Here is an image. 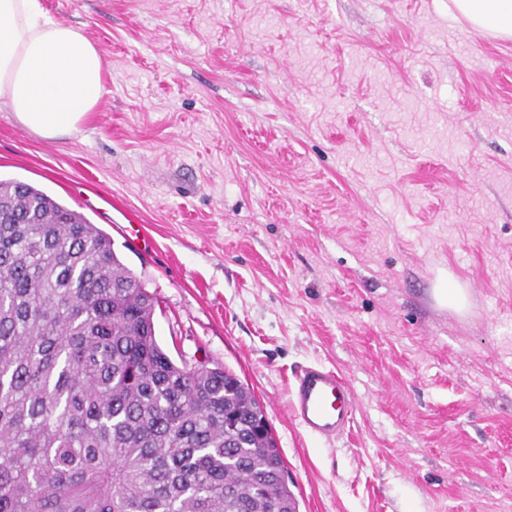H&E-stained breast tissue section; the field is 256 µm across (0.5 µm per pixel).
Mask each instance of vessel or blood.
<instances>
[{"instance_id":"1","label":"vessel or blood","mask_w":512,"mask_h":512,"mask_svg":"<svg viewBox=\"0 0 512 512\" xmlns=\"http://www.w3.org/2000/svg\"><path fill=\"white\" fill-rule=\"evenodd\" d=\"M289 408L307 435L329 441L350 431L356 403L351 387L336 370L308 365L294 375Z\"/></svg>"}]
</instances>
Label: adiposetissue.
<instances>
[{"label": "adipose tissue", "instance_id": "adipose-tissue-1", "mask_svg": "<svg viewBox=\"0 0 512 512\" xmlns=\"http://www.w3.org/2000/svg\"><path fill=\"white\" fill-rule=\"evenodd\" d=\"M492 36L512 38V0H454ZM106 62L82 29L48 15L41 0H0V105L44 138L79 132L104 93Z\"/></svg>", "mask_w": 512, "mask_h": 512}]
</instances>
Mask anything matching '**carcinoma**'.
Returning a JSON list of instances; mask_svg holds the SVG:
<instances>
[{
	"instance_id": "1",
	"label": "carcinoma",
	"mask_w": 512,
	"mask_h": 512,
	"mask_svg": "<svg viewBox=\"0 0 512 512\" xmlns=\"http://www.w3.org/2000/svg\"><path fill=\"white\" fill-rule=\"evenodd\" d=\"M154 312L103 230L0 179V512H297L249 387Z\"/></svg>"
}]
</instances>
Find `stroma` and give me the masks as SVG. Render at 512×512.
<instances>
[{"label":"stroma","instance_id":"obj_1","mask_svg":"<svg viewBox=\"0 0 512 512\" xmlns=\"http://www.w3.org/2000/svg\"><path fill=\"white\" fill-rule=\"evenodd\" d=\"M41 2L106 93L52 139L0 107V179L110 235L173 360L251 389L298 512H512V40L452 0ZM310 363L354 392L342 438L289 415Z\"/></svg>","mask_w":512,"mask_h":512}]
</instances>
